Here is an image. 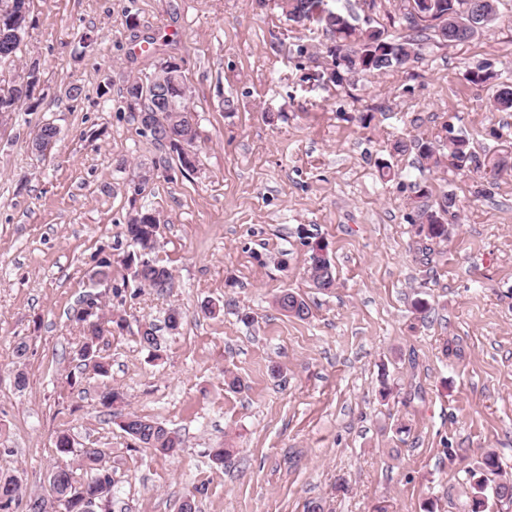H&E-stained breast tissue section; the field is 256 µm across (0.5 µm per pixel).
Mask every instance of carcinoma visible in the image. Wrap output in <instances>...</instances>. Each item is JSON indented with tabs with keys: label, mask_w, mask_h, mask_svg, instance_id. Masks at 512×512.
Instances as JSON below:
<instances>
[{
	"label": "carcinoma",
	"mask_w": 512,
	"mask_h": 512,
	"mask_svg": "<svg viewBox=\"0 0 512 512\" xmlns=\"http://www.w3.org/2000/svg\"><path fill=\"white\" fill-rule=\"evenodd\" d=\"M468 0H412L410 11L404 20L406 28L416 32L404 36H386L384 30L376 27L372 30L362 29L353 24L349 18L327 7L326 0H281L283 13L288 20L293 17L320 9V14L311 19L322 24L329 33L331 45L327 47L328 56H333L339 49H347L352 45L367 40L375 43L373 55L364 59L358 55L347 58V67L353 71L367 67V71L376 75L405 66L403 58L410 55L416 57L422 48L424 29L414 20V11L422 10L427 4L438 12L442 21L448 20V14L459 12ZM28 11L27 0H0V35L6 31L4 25L12 18L10 11ZM140 85L137 80L126 84L124 98L131 112L142 113L148 108L152 113L153 128L142 129V133L150 137L165 151V156L158 160V166H166L169 160L175 159L180 167L187 171L196 168V142L199 138L196 123L192 113L187 111L186 85L183 70L176 67L170 69L166 62L157 67L154 92L146 102H140ZM33 97V91L23 90L22 85L13 86L7 92L0 93V114L16 111ZM492 106L499 112H512V82L495 84L492 95ZM448 156L454 160L457 169L466 167L467 163L474 164L478 171L495 165L493 174L512 170V157L500 156L483 163H474L470 151L469 138L459 135L448 141ZM457 206L456 197L444 195L438 208L431 209L425 205L420 210V233L429 241L441 242L448 240L450 225L445 215L452 213ZM139 220H127L125 237L133 246V251L127 253L124 260L139 264L144 259L142 276L159 286V292L164 293L173 287L174 276L165 265L152 258L160 230V219L151 209L140 208L132 210ZM309 271L312 282L321 291L336 287V275L331 260L324 259L315 263L314 257H309ZM278 308L289 316L306 320L311 315L308 303L300 296L284 291L276 298ZM100 330L90 324L84 331L83 340L77 350L78 357L95 361L94 369L98 374H108L109 363L101 355L98 336ZM138 342L141 348L151 351L156 348V327L152 322L143 324L138 330ZM120 428L137 444L144 448H152L161 454H170L179 447V439L162 424L145 416L129 412L121 416ZM106 452L102 448H84L80 450L84 478L77 481L71 470L65 465H59L50 476V497L57 503L60 512H86V503L95 501L104 504L101 512H112L114 495L113 481L108 469L102 466ZM471 483V504L469 512H490L494 506L512 504V478L501 474L496 454L485 453L467 469ZM20 500V484L12 476H0V512H12V505Z\"/></svg>",
	"instance_id": "1"
}]
</instances>
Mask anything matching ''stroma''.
Listing matches in <instances>:
<instances>
[{
	"mask_svg": "<svg viewBox=\"0 0 512 512\" xmlns=\"http://www.w3.org/2000/svg\"><path fill=\"white\" fill-rule=\"evenodd\" d=\"M328 5L405 32L407 0ZM499 11L469 42L432 35L406 68L336 86L311 79L331 64L328 34L288 21L280 0H30L22 49L0 65V91L32 66L39 78L35 108L0 124V473L22 496L46 495L82 448L107 450L123 512H179L200 484L197 512H307L315 500L327 512H467L470 482L449 450L494 451L512 474V173L393 150L422 137L445 154L450 129L477 158L512 152V112L467 80L482 66L512 77V0ZM169 58L191 87L199 163L171 162L135 196L161 151L123 92ZM47 122L60 135L39 156L31 141ZM447 193L454 233L427 243L417 210ZM136 205L162 220L155 256L175 282L164 295L122 263ZM318 244L336 272L328 292L306 272ZM104 258L105 377L75 353V314ZM285 289L309 319L278 309ZM209 301L218 315L202 312ZM172 307L179 331L142 349L139 325ZM228 372L241 391L226 389ZM112 388L125 397L115 410L100 403ZM127 412L175 432L177 454L136 445L118 425ZM62 433L73 455L57 453ZM224 446L236 453L220 466L211 451Z\"/></svg>",
	"mask_w": 512,
	"mask_h": 512,
	"instance_id": "stroma-1",
	"label": "stroma"
}]
</instances>
